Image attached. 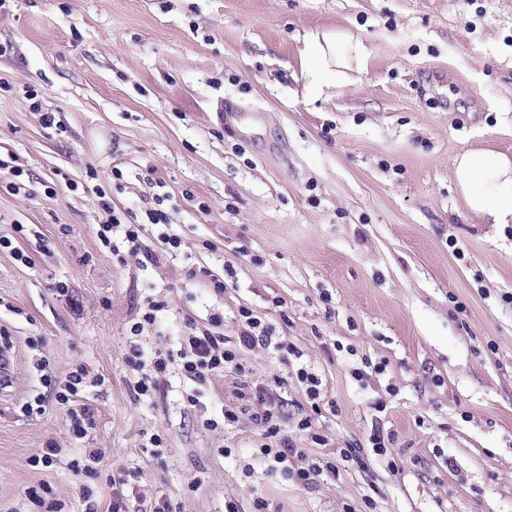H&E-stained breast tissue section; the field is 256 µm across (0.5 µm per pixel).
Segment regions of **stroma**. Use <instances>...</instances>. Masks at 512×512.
Here are the masks:
<instances>
[{
    "label": "stroma",
    "instance_id": "stroma-1",
    "mask_svg": "<svg viewBox=\"0 0 512 512\" xmlns=\"http://www.w3.org/2000/svg\"><path fill=\"white\" fill-rule=\"evenodd\" d=\"M323 28L370 58L314 98L299 50ZM473 148L512 154V0H5L0 512H36L28 493L43 488L62 512H112L116 481L128 512H255L259 498L267 512H512V224L483 223L456 190L454 159ZM105 199L162 208L181 250L150 224L152 260L113 264L96 235ZM199 266L223 295L191 277ZM157 294L168 307L139 338L150 356L215 310L229 338L244 306L286 336L300 357L256 347L242 362L307 462L335 471L300 485L271 471L248 417L221 426L234 374L213 375L196 407L176 374L137 400L123 354ZM42 360L56 380L92 379L84 439L54 398L22 412ZM303 364L322 380L319 445L296 429ZM377 430L388 455L341 456ZM47 447L53 465H31ZM86 448L97 473L75 475Z\"/></svg>",
    "mask_w": 512,
    "mask_h": 512
}]
</instances>
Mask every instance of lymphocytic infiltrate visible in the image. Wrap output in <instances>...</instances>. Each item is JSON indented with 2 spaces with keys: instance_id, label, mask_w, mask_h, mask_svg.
I'll return each instance as SVG.
<instances>
[{
  "instance_id": "lymphocytic-infiltrate-1",
  "label": "lymphocytic infiltrate",
  "mask_w": 512,
  "mask_h": 512,
  "mask_svg": "<svg viewBox=\"0 0 512 512\" xmlns=\"http://www.w3.org/2000/svg\"><path fill=\"white\" fill-rule=\"evenodd\" d=\"M146 217V222L140 223L128 218L127 214L115 213L100 225L97 236L108 247L113 262L124 264L130 255L151 258L152 253L142 239L143 225L147 222L166 224L167 216L165 211L153 209L147 212ZM222 323V317L215 313L210 314L207 327L201 328L196 323H189L188 333L180 339L181 349L178 354L158 351L149 362L145 361L138 345H130L124 361L138 376L133 385L136 398L145 403L154 402L157 395L166 390L170 366L175 363L179 366L181 377L191 387L187 400L195 407L199 405L201 393L210 383L212 375L231 371L240 378L236 392L238 403L224 411V424H235L240 415H250L266 439L261 453L269 459L272 470L293 476L305 486L313 483L324 472V465L315 462L300 468L290 466V459L302 457L303 451L289 442L288 438L282 437L281 412L277 402L266 399L263 388L247 380V370L239 358L242 350L258 346L273 348L283 355L295 354V347L286 338L275 337L272 327L264 324L248 307L239 310L236 340H228L220 333ZM42 383L52 391L57 403L67 408L72 435L78 439L85 438L94 426V419L81 401L82 389L86 384L83 373H69L61 385L46 374L42 377Z\"/></svg>"
}]
</instances>
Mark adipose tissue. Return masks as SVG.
Masks as SVG:
<instances>
[{"label":"adipose tissue","instance_id":"ef3b65f1","mask_svg":"<svg viewBox=\"0 0 512 512\" xmlns=\"http://www.w3.org/2000/svg\"><path fill=\"white\" fill-rule=\"evenodd\" d=\"M369 51L353 35L325 29L310 33L299 52L309 93L342 82L347 70L364 68ZM454 181L467 210L489 224L512 223V155L472 149L458 155Z\"/></svg>","mask_w":512,"mask_h":512}]
</instances>
